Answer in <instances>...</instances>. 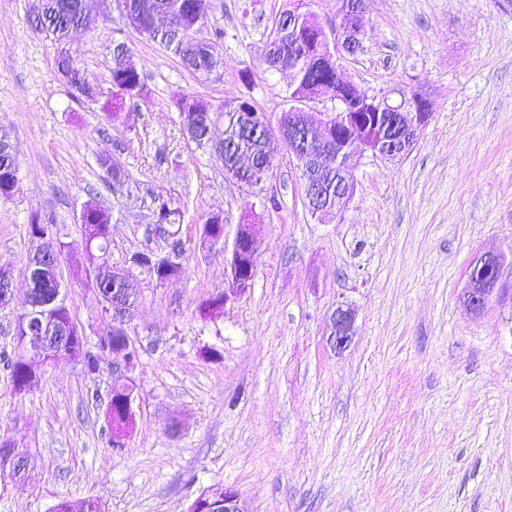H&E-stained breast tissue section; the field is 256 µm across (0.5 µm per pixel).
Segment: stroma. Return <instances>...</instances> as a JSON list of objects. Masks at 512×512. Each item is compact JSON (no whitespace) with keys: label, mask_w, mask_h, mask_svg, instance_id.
I'll list each match as a JSON object with an SVG mask.
<instances>
[{"label":"stroma","mask_w":512,"mask_h":512,"mask_svg":"<svg viewBox=\"0 0 512 512\" xmlns=\"http://www.w3.org/2000/svg\"><path fill=\"white\" fill-rule=\"evenodd\" d=\"M35 3L0 0V136L20 177L0 198V269L13 288L0 349L13 350L24 311L32 219L68 244L65 303L92 350L109 317L85 272L168 254L146 234L156 199L182 211L183 252L165 282L135 271L137 401L121 451L106 415L109 354L93 372L44 364L21 393L0 367V440L30 450L25 477L0 470V512L88 499L103 512H187L217 484L247 512H512V299L478 314L463 303L481 256H501L512 285V0H366L363 46L341 56L342 70L374 92L423 89L433 115L403 157L363 155L352 198L323 219L288 150L255 192L188 139L172 100L218 108L243 97L278 125L290 79L263 62L274 21L294 9L328 28L339 0H209L198 36L224 31L217 78L184 70L117 0H92L93 27L63 47L33 25ZM116 42L146 92L115 115ZM63 50L101 96L74 99L57 68ZM104 157L124 166L125 192L107 188ZM90 201L111 215L104 254L81 244ZM209 214L223 215L226 241L247 223L261 236L251 288L206 317L202 304L228 286L223 247L202 238ZM342 301L355 335L339 351L331 315Z\"/></svg>","instance_id":"35a3bbf8"}]
</instances>
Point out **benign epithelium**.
<instances>
[{"instance_id": "1", "label": "benign epithelium", "mask_w": 512, "mask_h": 512, "mask_svg": "<svg viewBox=\"0 0 512 512\" xmlns=\"http://www.w3.org/2000/svg\"><path fill=\"white\" fill-rule=\"evenodd\" d=\"M365 0H341L336 24L331 33L325 34V50L328 54L340 51L353 53L361 46L364 34L362 17ZM356 90L363 95L365 101L377 105L379 111L389 115L390 132L385 126H376L373 122L364 121L359 112L338 110L335 115L325 121H312L308 117L311 105L323 98L336 103H343V95ZM432 117L429 96L418 89H396L381 93H372L350 79L346 78L341 69H336V78L328 80L311 91L288 99V111L282 113V120L276 127L271 126L264 116H250L251 125L266 138L275 148L288 145V151L300 147L296 155L302 179L304 181L305 200L313 214L325 218L343 208L353 195V170L358 158L370 152L388 159H397L404 155L413 145L417 128L426 125ZM342 130L352 133V148L344 160L336 164L345 172L336 192L333 205L320 206L315 198L321 186L323 175L329 170L327 160L334 156L332 144L334 138ZM270 172V165L264 164L253 168L246 180L235 177V180L251 188L261 186ZM260 225L240 224L233 239L228 263L229 287L224 293L210 300V310L218 311L227 303L234 301L251 288L255 272L260 243ZM39 245L37 254L42 258L41 269L58 271L64 255L56 239L45 235L36 240ZM176 263V258L167 256L157 258L146 252V261L140 267L146 269L157 281H163L168 266ZM486 264L496 265L495 283L488 285L485 280L474 275L469 279L465 292L467 307L474 311L484 310L492 297L502 296L505 289L501 288L502 269L499 259L494 255H485L474 261L473 266ZM108 264L96 265L86 271L85 279L89 287L96 292L105 313L111 316L110 323L103 335L113 339L112 348L106 349L112 356V376L115 382L135 387L131 372L139 358V350L127 332V326L134 319L137 306L132 300L138 297V290L130 273L112 271ZM26 311L19 318L16 335L20 336L17 348L18 357L25 364L36 382L40 373L33 367L35 359L49 360L60 354L66 346L83 338L82 328L70 317L58 319L51 330L33 332L30 323L40 316L36 309L41 307L29 290L26 296ZM355 312L347 302L337 305L331 316V341L338 349L345 348L354 333ZM188 512H245L240 501V494L232 488H214L205 496L193 503Z\"/></svg>"}]
</instances>
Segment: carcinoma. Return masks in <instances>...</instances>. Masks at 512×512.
I'll return each instance as SVG.
<instances>
[{
  "mask_svg": "<svg viewBox=\"0 0 512 512\" xmlns=\"http://www.w3.org/2000/svg\"><path fill=\"white\" fill-rule=\"evenodd\" d=\"M122 9L131 26L139 33L147 35L178 57L181 66L192 74L220 77L217 70L221 67V54L217 43L202 41L195 33L209 23L208 0H122ZM38 20L41 29L52 40L62 43L70 32L79 27H86L90 22L82 13L81 0H39ZM321 30L310 27L304 19H298L292 27L282 30V34L267 43L265 62L269 68L278 70L282 67L293 69V93L304 92L332 70V63L322 53ZM145 88V79L136 69L125 67L121 52H113L112 61V100L113 105L121 106L141 97ZM177 111L184 128H195L194 143L203 147L209 145L200 117L206 113L216 114L224 119V150L221 153L224 168L245 174L252 166L274 160L267 143L261 135L246 126V120L239 116L241 112H255L256 106L248 99L236 100L224 104L220 109L214 108L207 101L194 97L182 96L176 101ZM0 197L13 196L10 166H16L12 151L0 153ZM106 168L112 190L116 191L124 184L122 167L109 158L100 160ZM89 215L82 224L84 243L94 249L106 252L110 246L109 212L96 204L88 205ZM61 275L51 272H39L35 278L36 294L46 303L45 319L51 323L60 317L66 308L65 297H55L57 279ZM4 367L9 370L14 390L18 393L30 389L29 374L24 364L16 356L3 354ZM128 387L115 383L107 406L109 421L120 425L128 423L123 401ZM0 444L10 446L12 459L0 454V469L8 466L17 470L25 458V452L18 448L16 442L4 440Z\"/></svg>",
  "mask_w": 512,
  "mask_h": 512,
  "instance_id": "obj_1",
  "label": "carcinoma"
}]
</instances>
